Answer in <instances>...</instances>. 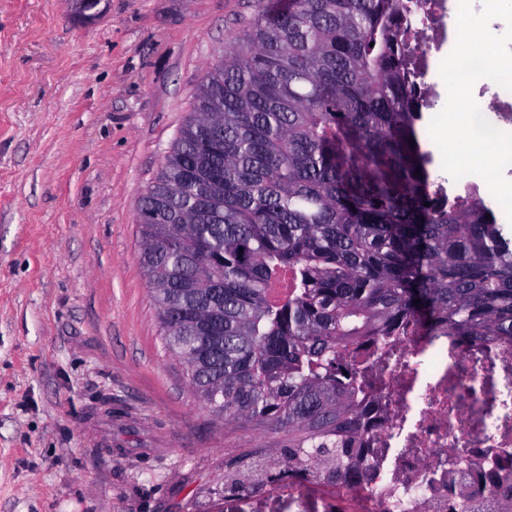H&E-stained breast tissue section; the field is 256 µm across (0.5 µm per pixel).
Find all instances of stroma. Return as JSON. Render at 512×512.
Returning a JSON list of instances; mask_svg holds the SVG:
<instances>
[{
    "instance_id": "obj_1",
    "label": "stroma",
    "mask_w": 512,
    "mask_h": 512,
    "mask_svg": "<svg viewBox=\"0 0 512 512\" xmlns=\"http://www.w3.org/2000/svg\"><path fill=\"white\" fill-rule=\"evenodd\" d=\"M262 0H0V512H304L164 347L138 202ZM245 479L225 491L227 476Z\"/></svg>"
}]
</instances>
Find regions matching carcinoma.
Listing matches in <instances>:
<instances>
[{
    "label": "carcinoma",
    "instance_id": "1",
    "mask_svg": "<svg viewBox=\"0 0 512 512\" xmlns=\"http://www.w3.org/2000/svg\"><path fill=\"white\" fill-rule=\"evenodd\" d=\"M399 34L398 0H277L140 201L166 348L217 414L288 428L291 477L375 468L346 347L413 321L512 341V225L475 187L434 189ZM483 482L448 481V512H512V479Z\"/></svg>",
    "mask_w": 512,
    "mask_h": 512
}]
</instances>
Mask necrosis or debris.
I'll use <instances>...</instances> for the list:
<instances>
[{
  "label": "necrosis or debris",
  "mask_w": 512,
  "mask_h": 512,
  "mask_svg": "<svg viewBox=\"0 0 512 512\" xmlns=\"http://www.w3.org/2000/svg\"><path fill=\"white\" fill-rule=\"evenodd\" d=\"M449 0H400L409 89L434 107ZM369 412V457L379 469L359 486H317L306 501L328 512H448L434 489L448 475L512 472V343L430 336L417 323L366 338L344 353Z\"/></svg>",
  "instance_id": "1"
}]
</instances>
